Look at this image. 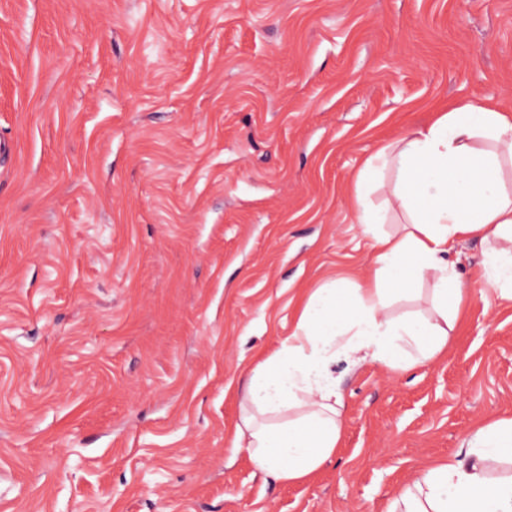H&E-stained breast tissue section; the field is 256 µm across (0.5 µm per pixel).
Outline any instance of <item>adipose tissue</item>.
<instances>
[{
    "label": "adipose tissue",
    "instance_id": "obj_1",
    "mask_svg": "<svg viewBox=\"0 0 512 512\" xmlns=\"http://www.w3.org/2000/svg\"><path fill=\"white\" fill-rule=\"evenodd\" d=\"M512 158V115L472 103L439 113L427 127L382 146L359 168L352 204L371 236V261L308 293L292 336L249 370L232 446L276 480L298 483L335 455L344 431L338 359L378 362L396 372L433 362L463 313L469 286L451 254L484 244L479 283L512 303V192L502 157ZM394 170L393 206L406 217L380 231L385 215L368 191ZM433 283L432 309L402 318L390 310L419 281ZM465 458L419 471L392 512H512V476L490 477L489 460L512 462V418L479 425Z\"/></svg>",
    "mask_w": 512,
    "mask_h": 512
}]
</instances>
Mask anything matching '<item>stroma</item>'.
Segmentation results:
<instances>
[{
    "instance_id": "35a3bbf8",
    "label": "stroma",
    "mask_w": 512,
    "mask_h": 512,
    "mask_svg": "<svg viewBox=\"0 0 512 512\" xmlns=\"http://www.w3.org/2000/svg\"><path fill=\"white\" fill-rule=\"evenodd\" d=\"M512 112V0H0V512H388L512 418V305L440 360L337 363L309 482L230 443L308 289L366 266L384 144Z\"/></svg>"
}]
</instances>
